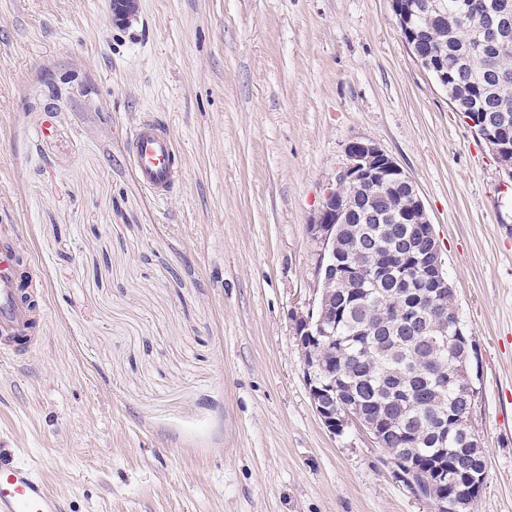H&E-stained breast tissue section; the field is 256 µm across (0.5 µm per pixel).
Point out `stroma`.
<instances>
[{
  "mask_svg": "<svg viewBox=\"0 0 512 512\" xmlns=\"http://www.w3.org/2000/svg\"><path fill=\"white\" fill-rule=\"evenodd\" d=\"M147 115L180 150L165 202L130 162ZM357 138L419 190L479 358L474 512H512V188L391 0H0V224L46 304L0 364V460L68 512H431L322 423L293 329Z\"/></svg>",
  "mask_w": 512,
  "mask_h": 512,
  "instance_id": "1",
  "label": "stroma"
}]
</instances>
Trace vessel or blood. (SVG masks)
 <instances>
[{
    "label": "vessel or blood",
    "mask_w": 512,
    "mask_h": 512,
    "mask_svg": "<svg viewBox=\"0 0 512 512\" xmlns=\"http://www.w3.org/2000/svg\"><path fill=\"white\" fill-rule=\"evenodd\" d=\"M130 160L138 183L153 197L168 199L182 176L178 149L163 123L145 118L130 132ZM28 257L16 225H0V359L35 348V333L45 310L41 291L22 274ZM0 512H66L36 467L28 463L0 465Z\"/></svg>",
    "instance_id": "1"
}]
</instances>
